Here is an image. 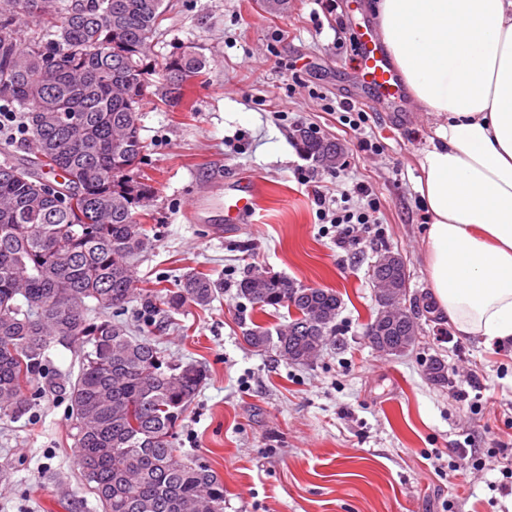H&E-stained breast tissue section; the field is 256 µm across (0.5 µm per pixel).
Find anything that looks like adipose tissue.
Instances as JSON below:
<instances>
[{
    "label": "adipose tissue",
    "mask_w": 512,
    "mask_h": 512,
    "mask_svg": "<svg viewBox=\"0 0 512 512\" xmlns=\"http://www.w3.org/2000/svg\"><path fill=\"white\" fill-rule=\"evenodd\" d=\"M437 118L419 160L426 267L460 336L512 339V0H367Z\"/></svg>",
    "instance_id": "1"
}]
</instances>
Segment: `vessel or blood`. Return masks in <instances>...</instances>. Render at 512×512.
Here are the masks:
<instances>
[{"label":"vessel or blood","instance_id":"1","mask_svg":"<svg viewBox=\"0 0 512 512\" xmlns=\"http://www.w3.org/2000/svg\"><path fill=\"white\" fill-rule=\"evenodd\" d=\"M358 43L357 67L362 89L371 103L386 106L388 111H405L409 100L400 75L392 67L387 52L377 39L368 21L354 24ZM256 205L254 191L237 192L227 188L224 194V221L241 223L243 217L253 213Z\"/></svg>","mask_w":512,"mask_h":512}]
</instances>
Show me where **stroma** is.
Segmentation results:
<instances>
[{"mask_svg": "<svg viewBox=\"0 0 512 512\" xmlns=\"http://www.w3.org/2000/svg\"><path fill=\"white\" fill-rule=\"evenodd\" d=\"M342 20L321 0H288L278 17L256 0H171L162 23L156 53L192 49L208 71L177 107L145 99L141 171L155 196L137 285L170 286L190 271L224 284L208 308L156 317L154 338L169 360L206 372L176 446L223 480L224 512H512L499 471L472 469L453 483L441 474L454 448L512 454V353L459 336L435 313L422 314L418 345L400 357L365 336L378 308L370 270L380 253L402 256L411 297L433 299L428 218L415 186L436 119L419 107L404 118L369 105L355 131L344 113L313 105L312 91L333 101L357 90L353 59L336 48ZM299 125L336 139L342 165L306 160L293 143ZM363 138L381 152L360 151ZM241 177L256 182V214L228 224L224 188ZM361 182L378 191V222L337 247L314 197L323 191L326 208L356 209ZM254 267L338 292L339 349L304 365L252 349L244 339L252 324L289 320L286 310L263 315L237 297V281ZM433 355L448 366L447 385L425 375ZM473 371L478 399L463 395ZM65 410L47 387L33 417L0 420V512H101Z\"/></svg>", "mask_w": 512, "mask_h": 512, "instance_id": "obj_1", "label": "stroma"}]
</instances>
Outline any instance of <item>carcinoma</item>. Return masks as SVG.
Returning <instances> with one entry per match:
<instances>
[{
    "label": "carcinoma",
    "mask_w": 512,
    "mask_h": 512,
    "mask_svg": "<svg viewBox=\"0 0 512 512\" xmlns=\"http://www.w3.org/2000/svg\"><path fill=\"white\" fill-rule=\"evenodd\" d=\"M164 2L0 0V100L24 112L33 155L0 164V419L35 410L39 381L57 389L68 401L78 466L103 512H224L218 476L175 448L204 371L167 362L150 337L156 311L207 308L222 284L188 272L173 289L139 290L132 269L150 241L137 208L154 195L137 176L144 93L155 76V95L175 107L207 64L192 49L158 61ZM23 20L41 32L28 35ZM294 139L316 165L336 168V142L304 126ZM384 276L408 290L402 257ZM237 295L261 313L294 311L284 326L246 331L258 351L307 364L336 336L342 301L332 289L253 268ZM134 300L141 336L123 319ZM418 335L414 299L380 333L399 356ZM74 343L83 353L73 381L47 350ZM427 370L429 381L448 383L444 360L430 358Z\"/></svg>",
    "instance_id": "cac0c4a2"
}]
</instances>
